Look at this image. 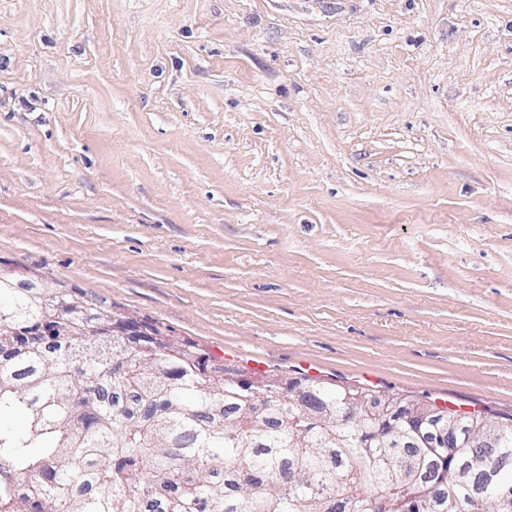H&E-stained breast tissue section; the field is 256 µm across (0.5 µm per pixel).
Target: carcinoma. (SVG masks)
<instances>
[{
    "mask_svg": "<svg viewBox=\"0 0 512 512\" xmlns=\"http://www.w3.org/2000/svg\"><path fill=\"white\" fill-rule=\"evenodd\" d=\"M35 292L0 273V512H512V414L417 425L398 408L426 404L367 388L240 390L196 342L129 318L138 335L116 338L114 311ZM349 393L372 410L346 424ZM445 424L460 434L435 447Z\"/></svg>",
    "mask_w": 512,
    "mask_h": 512,
    "instance_id": "obj_1",
    "label": "carcinoma"
}]
</instances>
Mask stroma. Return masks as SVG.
<instances>
[{"label": "stroma", "mask_w": 512, "mask_h": 512, "mask_svg": "<svg viewBox=\"0 0 512 512\" xmlns=\"http://www.w3.org/2000/svg\"><path fill=\"white\" fill-rule=\"evenodd\" d=\"M0 271L512 413V0H0Z\"/></svg>", "instance_id": "35a3bbf8"}]
</instances>
